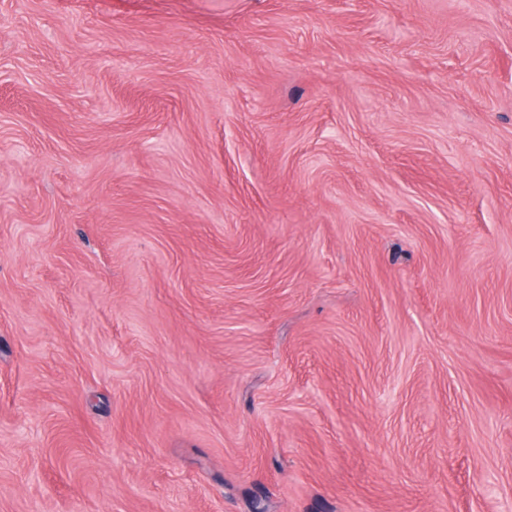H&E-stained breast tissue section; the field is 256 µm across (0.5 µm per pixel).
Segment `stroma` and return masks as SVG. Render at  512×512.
<instances>
[{
  "mask_svg": "<svg viewBox=\"0 0 512 512\" xmlns=\"http://www.w3.org/2000/svg\"><path fill=\"white\" fill-rule=\"evenodd\" d=\"M0 512H512V0H0Z\"/></svg>",
  "mask_w": 512,
  "mask_h": 512,
  "instance_id": "stroma-1",
  "label": "stroma"
}]
</instances>
